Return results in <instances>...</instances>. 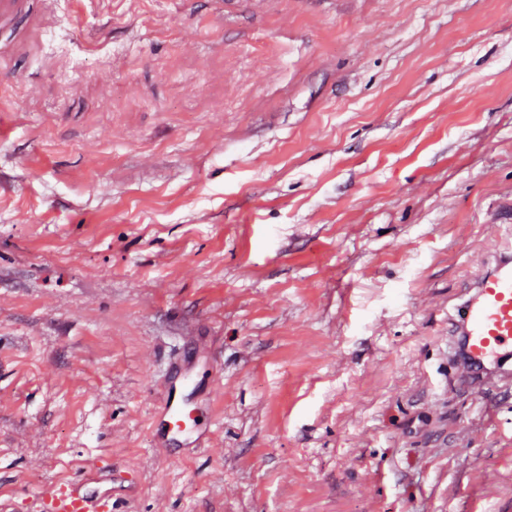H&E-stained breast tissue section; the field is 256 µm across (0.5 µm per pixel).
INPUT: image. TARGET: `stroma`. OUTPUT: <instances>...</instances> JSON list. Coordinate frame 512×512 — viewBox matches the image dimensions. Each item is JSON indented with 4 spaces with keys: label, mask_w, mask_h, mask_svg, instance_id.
<instances>
[{
    "label": "stroma",
    "mask_w": 512,
    "mask_h": 512,
    "mask_svg": "<svg viewBox=\"0 0 512 512\" xmlns=\"http://www.w3.org/2000/svg\"><path fill=\"white\" fill-rule=\"evenodd\" d=\"M68 2L0 25V512L88 463L112 512H512V393L447 389L512 249V0ZM187 388V373L180 367H173L170 378L162 387V400L154 422V442L191 448L200 438L191 411L187 407Z\"/></svg>",
    "instance_id": "1"
}]
</instances>
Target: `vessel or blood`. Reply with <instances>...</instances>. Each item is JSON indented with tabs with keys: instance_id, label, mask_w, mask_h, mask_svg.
Masks as SVG:
<instances>
[{
	"instance_id": "1",
	"label": "vessel or blood",
	"mask_w": 512,
	"mask_h": 512,
	"mask_svg": "<svg viewBox=\"0 0 512 512\" xmlns=\"http://www.w3.org/2000/svg\"><path fill=\"white\" fill-rule=\"evenodd\" d=\"M448 381L476 389L512 387L511 252L485 259L450 317ZM187 387L186 372L172 368L162 387L154 442L182 448L197 442L199 433L186 402ZM38 494L49 500L52 512H112V496L108 493L49 484L42 486Z\"/></svg>"
}]
</instances>
